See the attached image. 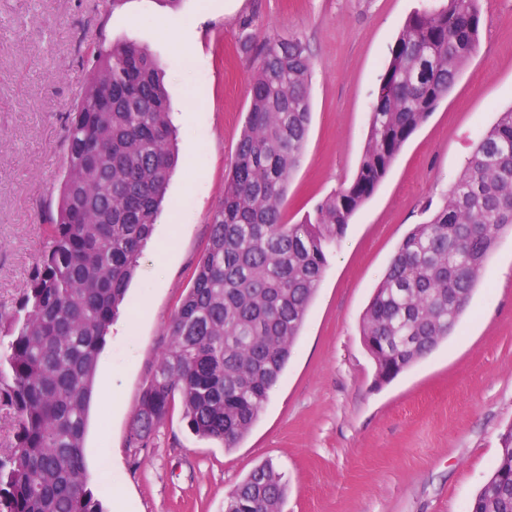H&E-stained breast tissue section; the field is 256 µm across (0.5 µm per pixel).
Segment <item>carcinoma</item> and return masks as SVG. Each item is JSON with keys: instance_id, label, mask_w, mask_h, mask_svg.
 <instances>
[{"instance_id": "carcinoma-1", "label": "carcinoma", "mask_w": 512, "mask_h": 512, "mask_svg": "<svg viewBox=\"0 0 512 512\" xmlns=\"http://www.w3.org/2000/svg\"><path fill=\"white\" fill-rule=\"evenodd\" d=\"M480 0L412 13L378 80L354 177L284 221L308 137L312 60L298 34L256 48L250 105L224 198L193 285L143 390L129 444L145 448L180 405L196 436L233 448L280 378L328 264L329 247L372 196L409 138L450 92L480 42ZM55 220L19 305L0 314V398L18 417L0 461V512H102L83 443L100 351L139 266L172 172L174 130L161 70L134 43L97 54L69 114ZM512 230V108L483 132L429 219L407 234L361 326L390 381L455 328L497 237ZM471 512H512V425ZM285 482L267 461L231 492L228 512H280Z\"/></svg>"}]
</instances>
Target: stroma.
Returning a JSON list of instances; mask_svg holds the SVG:
<instances>
[{
	"instance_id": "obj_1",
	"label": "stroma",
	"mask_w": 512,
	"mask_h": 512,
	"mask_svg": "<svg viewBox=\"0 0 512 512\" xmlns=\"http://www.w3.org/2000/svg\"><path fill=\"white\" fill-rule=\"evenodd\" d=\"M441 0H0V311L29 286L57 212L67 115L98 49L133 42L164 70L178 159L121 316L132 329L99 355L84 440L104 512H224L270 461L282 512H470L512 425V232L455 330L376 385L363 313L399 245L440 204L479 136L512 108V0H482L477 53L328 255L288 363L237 447L195 436L180 410L148 447L129 429L167 324L193 283L224 197L257 65L242 45L301 34L312 58V120L283 206L288 223L353 178L378 76L414 11ZM172 17L184 44L157 29ZM192 59L185 67L184 59Z\"/></svg>"
}]
</instances>
